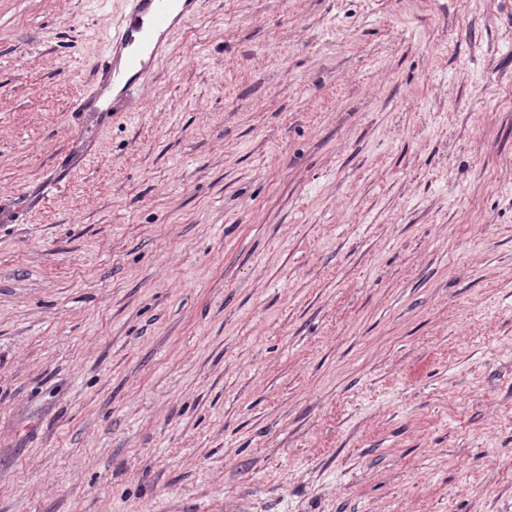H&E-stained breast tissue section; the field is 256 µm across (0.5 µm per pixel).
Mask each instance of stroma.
I'll return each mask as SVG.
<instances>
[{
	"mask_svg": "<svg viewBox=\"0 0 512 512\" xmlns=\"http://www.w3.org/2000/svg\"><path fill=\"white\" fill-rule=\"evenodd\" d=\"M0 0V512H512V0ZM126 11L120 23L112 28L108 53L102 55L94 68V80L76 98L70 112L78 115L86 112L90 101L102 93L105 81L122 83L121 90L126 97L133 99L135 92L153 74L154 65L166 53L164 42L171 34L178 18L197 12L201 0H125ZM182 2V10L172 19L177 3ZM144 53L148 55L147 62ZM105 77L101 85V77Z\"/></svg>",
	"mask_w": 512,
	"mask_h": 512,
	"instance_id": "1",
	"label": "stroma"
}]
</instances>
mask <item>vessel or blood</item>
I'll return each instance as SVG.
<instances>
[{"label":"vessel or blood","mask_w":512,"mask_h":512,"mask_svg":"<svg viewBox=\"0 0 512 512\" xmlns=\"http://www.w3.org/2000/svg\"><path fill=\"white\" fill-rule=\"evenodd\" d=\"M201 6L202 0H126V11L112 30L109 51L97 61L95 79L73 102L72 113L86 111L89 102L101 95L104 77L121 83L125 96L133 97L167 50L165 40L177 25L174 8L187 15Z\"/></svg>","instance_id":"vessel-or-blood-1"}]
</instances>
